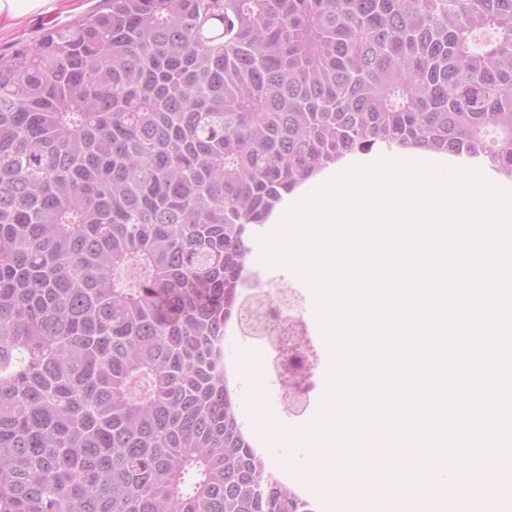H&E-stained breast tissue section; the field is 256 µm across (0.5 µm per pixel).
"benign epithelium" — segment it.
I'll return each mask as SVG.
<instances>
[{
    "label": "benign epithelium",
    "mask_w": 512,
    "mask_h": 512,
    "mask_svg": "<svg viewBox=\"0 0 512 512\" xmlns=\"http://www.w3.org/2000/svg\"><path fill=\"white\" fill-rule=\"evenodd\" d=\"M268 316L262 304L255 303L239 312V321L245 322L247 328L253 330L255 325ZM279 356L277 371L284 387V396L297 407L306 403L310 385L308 379L318 363V353L311 341L305 336L302 321L299 318H288V329L284 335L277 337Z\"/></svg>",
    "instance_id": "benign-epithelium-1"
}]
</instances>
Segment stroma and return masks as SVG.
Here are the masks:
<instances>
[{"label": "stroma", "mask_w": 512, "mask_h": 512, "mask_svg": "<svg viewBox=\"0 0 512 512\" xmlns=\"http://www.w3.org/2000/svg\"><path fill=\"white\" fill-rule=\"evenodd\" d=\"M102 0H59L56 11L42 16H34L23 24L0 32V54L10 55L17 47L33 43L41 38L47 28L65 25L98 9ZM288 288L294 291L295 300L290 308L284 309V316L302 318L307 334L316 349L319 361L309 383L308 403L305 410L288 405L283 395L274 369L278 354L276 344L270 338H257L238 330L235 322H228L224 331L225 356L239 355L250 363L251 370L244 379L236 380L233 389L236 397L247 398L251 410L250 418L242 424L252 445L264 449L265 463L280 482H287L288 471L284 461L274 453V445L269 439L268 428L257 404L266 401L272 418L290 431L310 424L317 416L326 391L327 374L330 366L328 348L325 343L318 319L311 310L310 290L307 284L295 273L284 266H259L247 263L244 271V285L239 290L241 300L247 301L256 296Z\"/></svg>", "instance_id": "35a3bbf8"}]
</instances>
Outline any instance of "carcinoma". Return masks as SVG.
<instances>
[{
  "label": "carcinoma",
  "instance_id": "1",
  "mask_svg": "<svg viewBox=\"0 0 512 512\" xmlns=\"http://www.w3.org/2000/svg\"><path fill=\"white\" fill-rule=\"evenodd\" d=\"M512 179V0H103L0 56V512H278L226 396L253 226L352 153Z\"/></svg>",
  "mask_w": 512,
  "mask_h": 512
}]
</instances>
